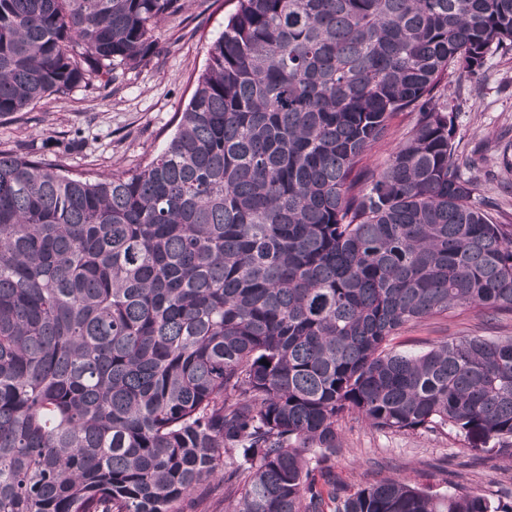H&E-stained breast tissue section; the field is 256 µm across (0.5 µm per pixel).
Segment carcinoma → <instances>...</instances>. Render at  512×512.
<instances>
[{
  "mask_svg": "<svg viewBox=\"0 0 512 512\" xmlns=\"http://www.w3.org/2000/svg\"><path fill=\"white\" fill-rule=\"evenodd\" d=\"M179 8L0 0V118L107 90ZM509 52L512 0H236L151 161L0 151V512H183L214 481L231 512H512L315 478L346 413L512 460V336L389 348L456 307L512 315V222L461 170L444 83ZM412 116L407 112L395 115L390 122V131L386 139L375 144L364 156L362 166L367 170L379 167L390 155L397 144L403 141L411 123Z\"/></svg>",
  "mask_w": 512,
  "mask_h": 512,
  "instance_id": "carcinoma-1",
  "label": "carcinoma"
}]
</instances>
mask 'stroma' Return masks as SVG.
Listing matches in <instances>:
<instances>
[{
	"instance_id": "stroma-1",
	"label": "stroma",
	"mask_w": 512,
	"mask_h": 512,
	"mask_svg": "<svg viewBox=\"0 0 512 512\" xmlns=\"http://www.w3.org/2000/svg\"><path fill=\"white\" fill-rule=\"evenodd\" d=\"M232 0H185L155 33V52L146 63L119 69L108 93L81 86L52 95L31 111L0 118V151L29 142H66L81 136L68 153L75 172H110L136 167L159 152L177 124L207 62V49L224 30ZM451 103L464 156L492 157L500 136H512V54L489 56L476 78L449 70ZM512 336V319L494 321L469 308L410 324L392 338L400 352L419 353L460 336ZM341 450L331 461L334 487L353 489L386 478L430 484L435 492L456 485L489 497L512 487V463L494 451H470L469 441L440 428L384 432L348 414L339 421Z\"/></svg>"
}]
</instances>
